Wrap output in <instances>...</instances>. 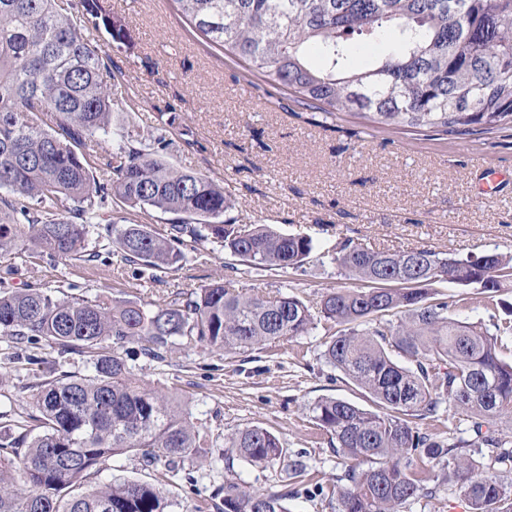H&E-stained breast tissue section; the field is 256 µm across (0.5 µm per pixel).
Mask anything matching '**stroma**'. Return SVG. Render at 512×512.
<instances>
[{
  "mask_svg": "<svg viewBox=\"0 0 512 512\" xmlns=\"http://www.w3.org/2000/svg\"><path fill=\"white\" fill-rule=\"evenodd\" d=\"M106 5L129 30L130 44H112L92 30L84 36L121 71L115 91L125 102L115 124L146 134L157 112L171 113V163L223 184L240 222L268 224L286 234L306 232L316 240L304 273L243 268L239 280L247 292L296 294L319 308L323 295L344 283L330 255L340 238L373 248L512 254L511 138L500 144L492 135L373 129L349 115L325 125L287 92L208 47L172 0H106ZM188 139L193 147H185ZM101 217L87 237L98 261L21 256L12 267L0 265V286L38 285L56 297L105 295L158 305L224 278L234 262L210 239L186 249L180 265L134 269L112 255L106 222L124 220L160 231L167 215L133 211L111 197ZM325 339L319 326L234 354L177 344L163 362L147 359L139 344H129L126 361L137 376L148 386L177 393L194 421L208 430L214 450L191 467L189 476L176 478L136 456H116L90 476L87 488L115 477L147 482L161 488L171 512H216L215 490L225 477L240 478L254 491L277 481L274 470L238 460L230 464L221 456L225 435L259 425L288 450L305 453L310 466L297 496L288 501L290 512H335L343 467L310 408L328 396L364 408L369 401L325 362ZM13 351L12 342L0 338V411L29 414L31 386L50 372L24 369Z\"/></svg>",
  "mask_w": 512,
  "mask_h": 512,
  "instance_id": "1",
  "label": "stroma"
}]
</instances>
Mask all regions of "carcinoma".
<instances>
[{
	"instance_id": "cac0c4a2",
	"label": "carcinoma",
	"mask_w": 512,
	"mask_h": 512,
	"mask_svg": "<svg viewBox=\"0 0 512 512\" xmlns=\"http://www.w3.org/2000/svg\"><path fill=\"white\" fill-rule=\"evenodd\" d=\"M212 47L263 75L276 89L333 119L342 113L381 127L483 136L512 130V0H174ZM86 28L117 44L123 24L98 0H81ZM392 29L376 65L352 71V41ZM313 44L323 65L306 59ZM115 74L56 0H0V261L24 252L94 262L89 225L108 196L139 210L171 214L158 232L146 224L106 229L126 265L164 269L183 249L209 237L254 269L303 267L315 249L307 233L240 224L234 200L208 176L183 171L161 152L174 117L154 116L147 135L112 130ZM48 114L58 133L34 116ZM120 143L106 156L110 179L96 181L87 142ZM20 211L27 223H10ZM338 286L320 303L322 356L364 390L372 409L335 397L311 411L344 466L336 512H403L434 499L452 481L469 512H512V363L500 356L512 321L496 309L512 288V255L466 257L429 248L363 247L349 238L331 255ZM182 302L147 308L106 296L56 298L28 285L0 291V336L24 351L44 340L59 355L79 353L91 374L62 371L34 386L39 415L9 417L0 427V512H170L160 488L115 480L77 489L114 456L135 453L169 472L211 453L206 436L174 393L148 388L121 356L127 343L166 360L178 342L226 352L309 333L315 317L297 295H247L238 272ZM470 288L484 299L489 322L462 321L427 286ZM112 350L101 349L105 339ZM466 428L421 431L419 421L449 411ZM222 454L252 467H278L281 488L252 492L224 480L218 512H288L294 485L309 474L304 455L288 454L268 429L246 425L224 437Z\"/></svg>"
}]
</instances>
